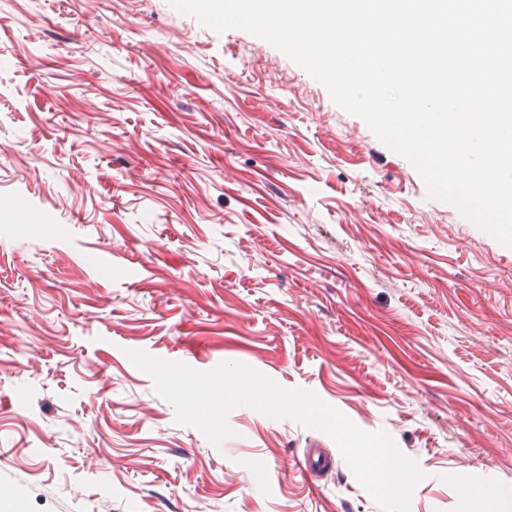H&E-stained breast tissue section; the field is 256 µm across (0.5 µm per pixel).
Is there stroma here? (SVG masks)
I'll return each instance as SVG.
<instances>
[{
  "instance_id": "35a3bbf8",
  "label": "stroma",
  "mask_w": 512,
  "mask_h": 512,
  "mask_svg": "<svg viewBox=\"0 0 512 512\" xmlns=\"http://www.w3.org/2000/svg\"><path fill=\"white\" fill-rule=\"evenodd\" d=\"M131 350L386 431L409 512H512V247L246 30L0 0V512H381L323 431L177 424ZM296 467L302 474H319L329 470L332 459L323 453L322 446L317 441H311L302 455L296 458Z\"/></svg>"
}]
</instances>
